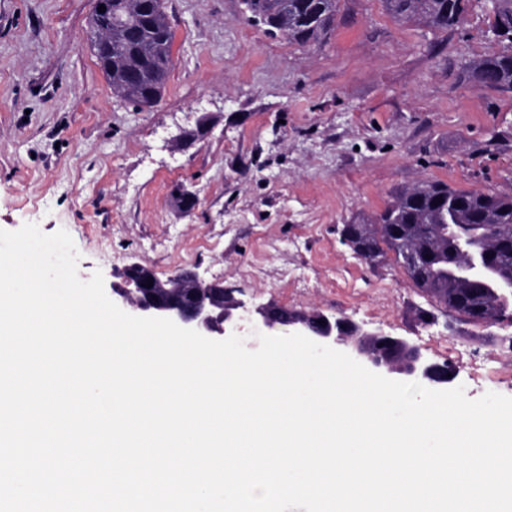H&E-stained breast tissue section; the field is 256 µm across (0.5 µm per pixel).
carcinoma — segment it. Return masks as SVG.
Here are the masks:
<instances>
[{
  "mask_svg": "<svg viewBox=\"0 0 512 512\" xmlns=\"http://www.w3.org/2000/svg\"><path fill=\"white\" fill-rule=\"evenodd\" d=\"M398 19L434 31L462 27L470 0H383ZM490 29L512 45V0H495ZM339 0H243L248 21L272 34L309 46L322 40L336 20ZM112 64L100 63L112 89L141 107L158 103L170 67L171 35L164 0H112ZM477 88L512 92V49H490L466 69ZM346 224L343 232L354 255L371 266L388 258L400 264L414 286L438 306L473 321L474 309L496 312L512 323V302L498 300V284L512 280V195L465 191L440 181H424L397 191L367 224ZM411 249L427 262L409 264Z\"/></svg>",
  "mask_w": 512,
  "mask_h": 512,
  "instance_id": "1",
  "label": "carcinoma"
}]
</instances>
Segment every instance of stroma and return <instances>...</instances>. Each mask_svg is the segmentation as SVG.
<instances>
[{"instance_id":"1","label":"stroma","mask_w":512,"mask_h":512,"mask_svg":"<svg viewBox=\"0 0 512 512\" xmlns=\"http://www.w3.org/2000/svg\"><path fill=\"white\" fill-rule=\"evenodd\" d=\"M94 3L0 0V230H66L84 280L192 269L257 304L367 322L452 365L467 397H512V326L444 311L340 235L422 180L512 194V94L462 75L489 47L483 0L448 32L340 0L306 47L249 23L242 0H165L173 68L149 110L99 67Z\"/></svg>"}]
</instances>
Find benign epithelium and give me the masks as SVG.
<instances>
[{
    "mask_svg": "<svg viewBox=\"0 0 512 512\" xmlns=\"http://www.w3.org/2000/svg\"><path fill=\"white\" fill-rule=\"evenodd\" d=\"M92 49L100 60L112 59V35L94 40ZM120 276L128 287H112V301L139 317L168 318L178 326L209 338L239 334L243 323L273 324L274 304L252 307L221 281H206L195 270H182L163 280L146 265L132 263ZM153 282L147 288V282ZM288 332L339 349L367 369L392 380L414 379L426 386L452 382L455 370L428 361L419 346L406 339L374 330L341 316L322 312L282 318Z\"/></svg>",
    "mask_w": 512,
    "mask_h": 512,
    "instance_id": "benign-epithelium-1",
    "label": "benign epithelium"
}]
</instances>
